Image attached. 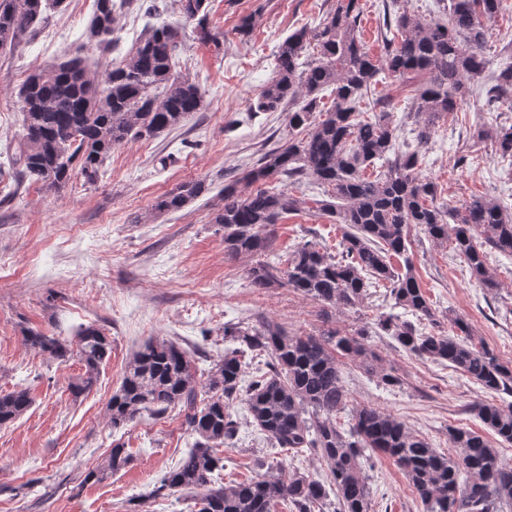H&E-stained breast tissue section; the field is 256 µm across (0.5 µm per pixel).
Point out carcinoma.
I'll list each match as a JSON object with an SVG mask.
<instances>
[{
  "label": "carcinoma",
  "instance_id": "obj_1",
  "mask_svg": "<svg viewBox=\"0 0 512 512\" xmlns=\"http://www.w3.org/2000/svg\"><path fill=\"white\" fill-rule=\"evenodd\" d=\"M182 22L156 23L157 0H95L85 29L86 44L102 52L118 47L117 11L134 8L146 27L128 52L110 64L107 76L91 74L74 56L26 75L16 91L23 134L9 155L12 175L0 186V202L17 195L21 183L48 188L66 186L74 172L93 184L105 174L112 149L132 140H151L174 130L204 108L205 92L182 71L184 24L197 22L198 39L220 47L205 25L208 0H178ZM65 0H0V50L39 26ZM509 0H448L438 18L384 9L379 38L382 53L369 54L361 38L359 0H336L335 9L313 28L304 27L278 45L274 71L254 105L256 112L288 109V127L303 136L262 155L238 183L224 186V204L212 223L224 228V253L261 256L250 268L255 288L278 282L271 261V234L284 215L299 210V200L281 189L309 175L327 198L316 201L321 214L341 230L335 252L312 241L295 246L284 271L285 284L304 298L340 312L361 306L370 289L388 285L394 313L374 320L376 334L394 339L422 359L446 364L476 381L491 394L512 396V365L494 349L474 339L462 317H450V336L424 332L436 325V312L409 257V229L416 225L436 244H451L467 265L475 284L499 288L488 257H512V207L485 195L462 207L437 202L438 186L421 174L422 150L431 144L438 122L474 96L483 110H512V49L490 75L483 20L509 13ZM412 75L413 142L400 139V125L389 111L387 96L376 89L393 78ZM330 97V104L323 103ZM473 137L490 140L495 151L512 158V126L481 125ZM207 191L203 181L182 184L160 195L154 213L182 209ZM404 258V269L392 259ZM370 331L328 326L317 335L291 336L278 325L240 322L224 328L236 346L198 368L193 354L177 342L153 337L127 363L120 386L112 393L107 416L118 430L143 413L162 416L178 407L194 438L189 451L154 484L149 497L182 493L196 496L193 512H371L372 497L363 464L379 455L392 459L404 474L423 512H512V464L503 461L488 435L512 444V402L483 400L467 412L486 433L464 425L448 426V452L434 448L399 417L372 405L348 408L345 361L369 367L385 386L398 377L377 363L368 344ZM24 341L56 361L77 359L82 366L70 383L79 397L97 384L112 352L102 329L87 325L67 341L28 328ZM270 356L268 371L244 377L250 354ZM206 402H197L201 392ZM239 400L253 426L283 452L320 455L325 469L312 475L297 467L259 459L268 472L254 479L218 482L224 470L220 449L234 445L239 433L232 404ZM30 390L0 394V427L25 414ZM348 412V423L337 415ZM131 455L112 445L104 462L84 481H101L125 469ZM336 490V502L328 499Z\"/></svg>",
  "mask_w": 512,
  "mask_h": 512
}]
</instances>
